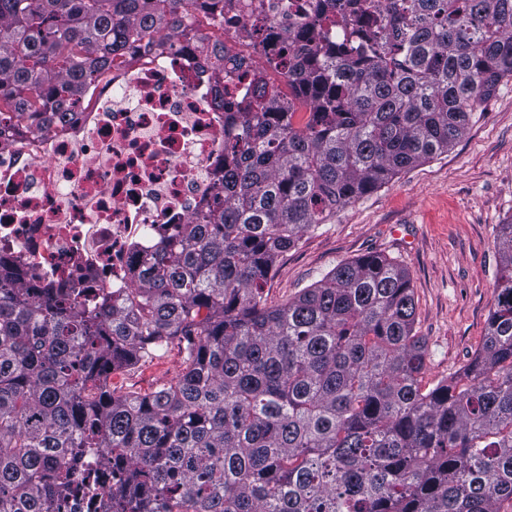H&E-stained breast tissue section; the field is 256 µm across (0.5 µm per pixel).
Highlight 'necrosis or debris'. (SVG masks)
Here are the masks:
<instances>
[{
  "instance_id": "necrosis-or-debris-1",
  "label": "necrosis or debris",
  "mask_w": 512,
  "mask_h": 512,
  "mask_svg": "<svg viewBox=\"0 0 512 512\" xmlns=\"http://www.w3.org/2000/svg\"><path fill=\"white\" fill-rule=\"evenodd\" d=\"M318 0H224V70L205 60L207 28L167 38L93 83L73 118L0 128V262L27 288L80 290L97 309L135 287L140 263L190 218L216 209L226 114L246 104L261 39L297 35Z\"/></svg>"
}]
</instances>
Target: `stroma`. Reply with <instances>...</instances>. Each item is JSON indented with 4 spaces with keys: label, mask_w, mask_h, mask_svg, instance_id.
<instances>
[{
    "label": "stroma",
    "mask_w": 512,
    "mask_h": 512,
    "mask_svg": "<svg viewBox=\"0 0 512 512\" xmlns=\"http://www.w3.org/2000/svg\"><path fill=\"white\" fill-rule=\"evenodd\" d=\"M512 223V78L474 112L442 153L356 201L281 257L263 292L276 306L367 253L394 258L414 289L415 331L429 362L423 388L458 375L486 334L500 259L499 225ZM182 371L169 344L153 359L112 374L115 394L150 393Z\"/></svg>",
    "instance_id": "1"
}]
</instances>
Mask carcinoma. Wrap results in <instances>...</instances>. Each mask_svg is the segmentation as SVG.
I'll use <instances>...</instances> for the list:
<instances>
[{"label":"carcinoma","mask_w":512,"mask_h":512,"mask_svg":"<svg viewBox=\"0 0 512 512\" xmlns=\"http://www.w3.org/2000/svg\"><path fill=\"white\" fill-rule=\"evenodd\" d=\"M200 26L224 0H0V123L66 121L134 43ZM362 46L293 40L230 112L224 207L150 256L121 302L87 312L0 270V512H55L88 448L112 456V512H512V224L485 340L421 388L409 274L344 262L279 307L275 261L344 207L448 151L512 77V0H347ZM308 116L299 125L298 112ZM177 341L183 369L149 394L113 372Z\"/></svg>","instance_id":"1"}]
</instances>
